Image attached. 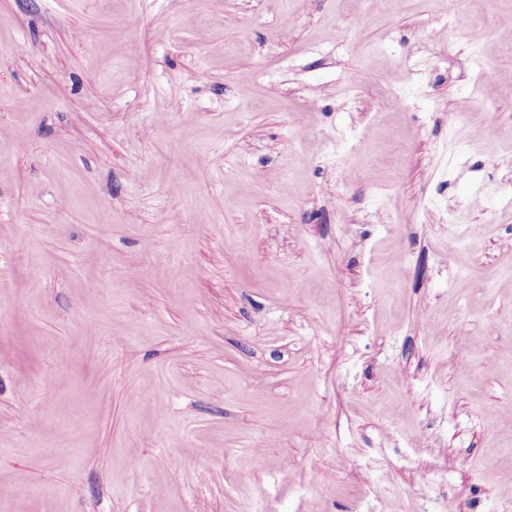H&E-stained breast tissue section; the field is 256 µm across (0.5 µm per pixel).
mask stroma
I'll use <instances>...</instances> for the list:
<instances>
[{
    "label": "stroma",
    "instance_id": "stroma-1",
    "mask_svg": "<svg viewBox=\"0 0 512 512\" xmlns=\"http://www.w3.org/2000/svg\"><path fill=\"white\" fill-rule=\"evenodd\" d=\"M509 23L0 0V512H512Z\"/></svg>",
    "mask_w": 512,
    "mask_h": 512
}]
</instances>
